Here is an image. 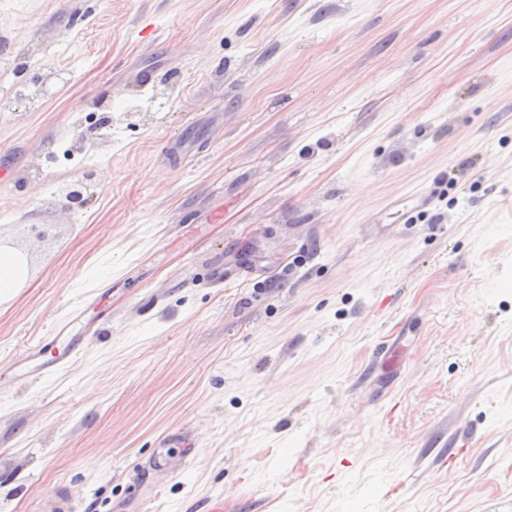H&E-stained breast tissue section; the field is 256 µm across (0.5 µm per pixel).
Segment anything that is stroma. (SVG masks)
I'll return each instance as SVG.
<instances>
[{
    "instance_id": "1",
    "label": "stroma",
    "mask_w": 512,
    "mask_h": 512,
    "mask_svg": "<svg viewBox=\"0 0 512 512\" xmlns=\"http://www.w3.org/2000/svg\"><path fill=\"white\" fill-rule=\"evenodd\" d=\"M1 48L53 80L0 107V231L54 236L0 295V512H512V0H0ZM75 312L92 342L21 379ZM93 174H88L85 181H79L67 186L62 194L63 205L68 210L85 208L90 201V184ZM427 201V196L424 194H420L408 201H399L392 205L391 209L393 212L390 215H394L392 218H395L399 224H411L412 217L417 212L423 211ZM170 441L171 448H165L156 451L148 461L145 467L148 474L150 472L179 471L184 470L191 455V448H187L190 443L182 434L175 435Z\"/></svg>"
}]
</instances>
